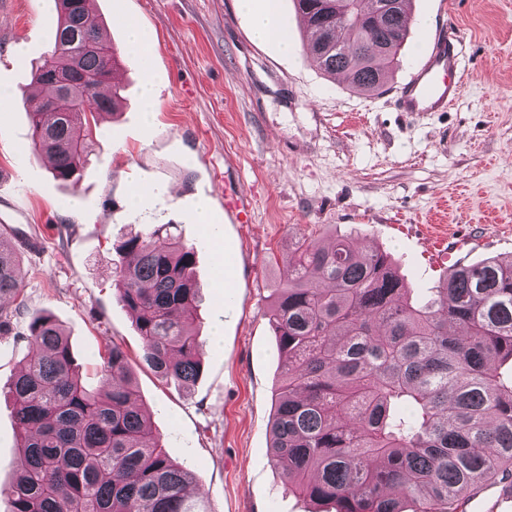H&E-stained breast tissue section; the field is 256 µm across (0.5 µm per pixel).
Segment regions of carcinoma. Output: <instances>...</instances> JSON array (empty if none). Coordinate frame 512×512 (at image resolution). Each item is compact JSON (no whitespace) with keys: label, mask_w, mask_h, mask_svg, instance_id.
<instances>
[{"label":"carcinoma","mask_w":512,"mask_h":512,"mask_svg":"<svg viewBox=\"0 0 512 512\" xmlns=\"http://www.w3.org/2000/svg\"><path fill=\"white\" fill-rule=\"evenodd\" d=\"M86 0H56L54 44L107 45ZM305 49L329 75L379 92L399 64L409 0H351L385 9L382 23L336 19L322 0H295ZM45 57L33 85L54 86ZM117 56L83 52L72 72L76 103L28 95L34 149L53 178L75 185L91 154L87 106L113 111L104 86ZM97 81L86 85V78ZM116 298L142 339L141 361L185 388L201 366L194 328L195 252L154 226L116 248ZM388 254L351 235L295 243L270 322L283 356L270 420V457L294 493L336 512H467L482 491L512 490V261L466 263L434 288H409ZM18 256L0 249V300L18 296ZM35 350L7 387L25 465L5 494L10 512H207L187 489L193 474L169 458L139 394L128 353H100L104 384L88 390L63 329L30 315Z\"/></svg>","instance_id":"cac0c4a2"}]
</instances>
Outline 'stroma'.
Segmentation results:
<instances>
[{
  "label": "stroma",
  "mask_w": 512,
  "mask_h": 512,
  "mask_svg": "<svg viewBox=\"0 0 512 512\" xmlns=\"http://www.w3.org/2000/svg\"><path fill=\"white\" fill-rule=\"evenodd\" d=\"M414 23L382 92L329 78L303 49L293 0L290 51L256 39L240 0H94L115 45L116 115L89 117L91 161L77 185L32 147L26 95L50 53L54 0H0V244L23 279L0 332V386L30 353L28 317L47 311L68 336L84 384L120 344L168 456L188 464L207 512H336L290 492L269 454L281 360L269 322L294 242L354 235L382 249L410 287L432 288L448 236L468 262L512 259V0H412ZM151 38L150 66L125 20ZM464 45L463 96L445 112L399 111L395 88L437 29ZM156 106L145 115L144 81ZM170 187L167 195L156 186ZM207 212H200L201 202ZM239 221H224L225 206ZM152 224L195 251L202 373L182 388L138 364L141 341L117 301L115 247ZM221 336H214V328ZM14 406L0 397V486L20 472Z\"/></svg>",
  "instance_id": "35a3bbf8"
}]
</instances>
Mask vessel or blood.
I'll return each mask as SVG.
<instances>
[{
	"label": "vessel or blood",
	"instance_id": "1",
	"mask_svg": "<svg viewBox=\"0 0 512 512\" xmlns=\"http://www.w3.org/2000/svg\"><path fill=\"white\" fill-rule=\"evenodd\" d=\"M463 47L459 36L435 31L427 52L397 86V102L405 112H445L462 96Z\"/></svg>",
	"mask_w": 512,
	"mask_h": 512
}]
</instances>
